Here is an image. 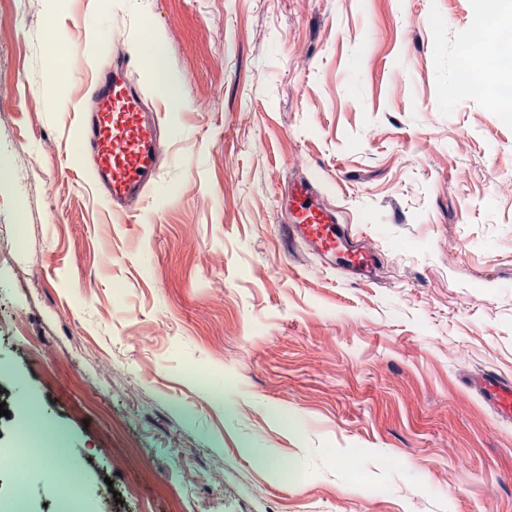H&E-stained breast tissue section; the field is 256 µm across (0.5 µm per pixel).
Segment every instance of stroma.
Wrapping results in <instances>:
<instances>
[{
  "label": "stroma",
  "mask_w": 512,
  "mask_h": 512,
  "mask_svg": "<svg viewBox=\"0 0 512 512\" xmlns=\"http://www.w3.org/2000/svg\"><path fill=\"white\" fill-rule=\"evenodd\" d=\"M481 18V0H0V163L24 172L0 188V448L38 410L86 512H512V421L468 384L512 377V112L461 66ZM116 47L143 56L164 155L129 213L80 151ZM297 170L386 257L375 281L283 247ZM43 353L86 386L50 383ZM68 491L0 470L28 512Z\"/></svg>",
  "instance_id": "obj_1"
}]
</instances>
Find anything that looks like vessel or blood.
<instances>
[{"instance_id":"vessel-or-blood-1","label":"vessel or blood","mask_w":512,"mask_h":512,"mask_svg":"<svg viewBox=\"0 0 512 512\" xmlns=\"http://www.w3.org/2000/svg\"><path fill=\"white\" fill-rule=\"evenodd\" d=\"M137 62L129 50L113 54L111 65L88 86L81 120L91 176L116 212L132 210L160 170L159 117L133 77ZM284 192L279 212L289 248L304 249L354 278L377 267L379 255L362 244L356 225L325 205L311 177H289ZM472 386L498 415L512 419L511 380L486 374Z\"/></svg>"}]
</instances>
